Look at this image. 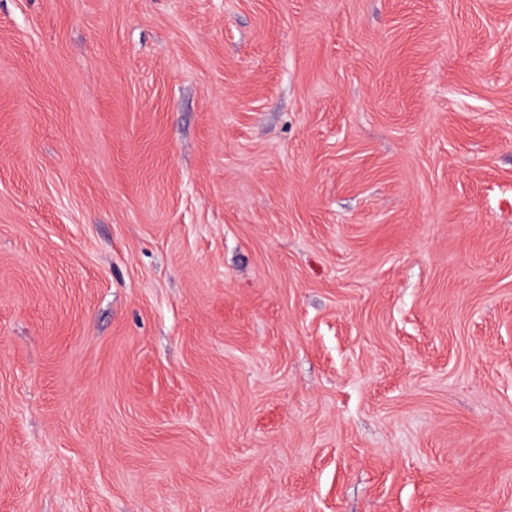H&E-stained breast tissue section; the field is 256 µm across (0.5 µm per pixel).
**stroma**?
<instances>
[{"label":"stroma","instance_id":"stroma-1","mask_svg":"<svg viewBox=\"0 0 512 512\" xmlns=\"http://www.w3.org/2000/svg\"><path fill=\"white\" fill-rule=\"evenodd\" d=\"M0 512H512V0H0Z\"/></svg>","mask_w":512,"mask_h":512}]
</instances>
